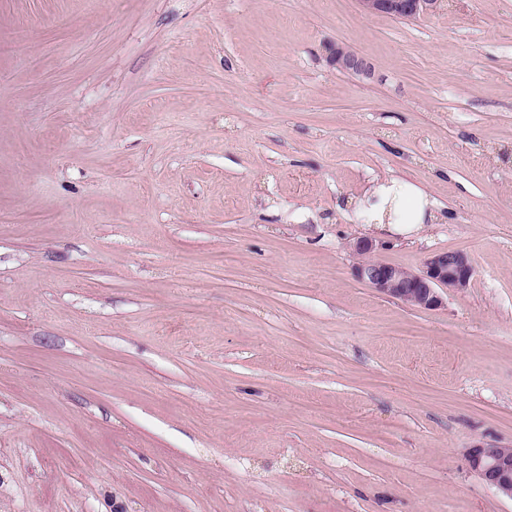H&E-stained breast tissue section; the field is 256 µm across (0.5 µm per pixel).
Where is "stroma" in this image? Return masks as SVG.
<instances>
[{
    "mask_svg": "<svg viewBox=\"0 0 512 512\" xmlns=\"http://www.w3.org/2000/svg\"><path fill=\"white\" fill-rule=\"evenodd\" d=\"M367 59L336 70L326 45ZM430 311L357 280L353 204ZM512 0H0V512H512ZM442 0H358L367 14H387L397 18H415L434 10ZM430 206L425 190L395 177L374 185L363 201L362 209L369 221L366 225L371 229L411 231L445 219L434 213ZM473 273L468 257L454 250L434 253L417 271L371 259H364L354 268L355 277L378 294L425 310L443 306L440 290L467 288ZM465 460L487 486L512 500V450L493 443L477 444L466 450Z\"/></svg>",
    "mask_w": 512,
    "mask_h": 512,
    "instance_id": "35a3bbf8",
    "label": "stroma"
}]
</instances>
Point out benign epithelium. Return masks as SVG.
Instances as JSON below:
<instances>
[{
    "mask_svg": "<svg viewBox=\"0 0 512 512\" xmlns=\"http://www.w3.org/2000/svg\"><path fill=\"white\" fill-rule=\"evenodd\" d=\"M366 14H387L397 18H415L434 10L441 0H358ZM329 60L336 68L365 77L372 75L370 63L341 42L328 45ZM375 250L369 238H359L354 251L365 257L354 268L355 277L378 294L396 298L425 310L443 306L442 289L462 290L469 286L474 269L468 257L459 251H440L430 256L417 271L371 260ZM468 468L500 496L512 500V450L493 443L477 444L465 452Z\"/></svg>",
    "mask_w": 512,
    "mask_h": 512,
    "instance_id": "obj_1",
    "label": "benign epithelium"
}]
</instances>
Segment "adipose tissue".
<instances>
[{
	"instance_id": "ef3b65f1",
	"label": "adipose tissue",
	"mask_w": 512,
	"mask_h": 512,
	"mask_svg": "<svg viewBox=\"0 0 512 512\" xmlns=\"http://www.w3.org/2000/svg\"><path fill=\"white\" fill-rule=\"evenodd\" d=\"M362 209L369 227L377 230L411 231L439 219L431 209L428 193L399 177L374 185Z\"/></svg>"
}]
</instances>
